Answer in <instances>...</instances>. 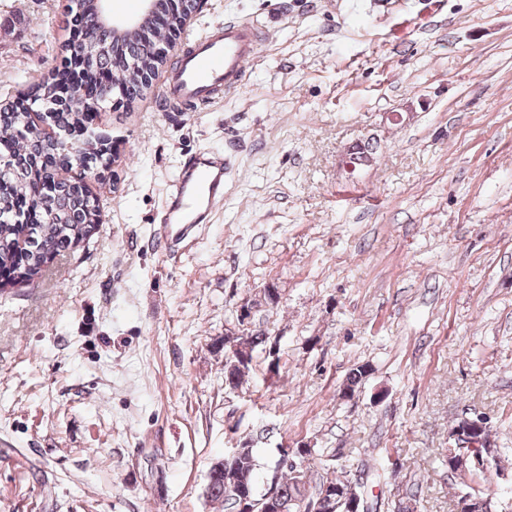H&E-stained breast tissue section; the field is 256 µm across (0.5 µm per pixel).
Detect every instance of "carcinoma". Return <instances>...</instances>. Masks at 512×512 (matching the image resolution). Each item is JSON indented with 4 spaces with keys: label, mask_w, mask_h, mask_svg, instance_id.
<instances>
[{
    "label": "carcinoma",
    "mask_w": 512,
    "mask_h": 512,
    "mask_svg": "<svg viewBox=\"0 0 512 512\" xmlns=\"http://www.w3.org/2000/svg\"><path fill=\"white\" fill-rule=\"evenodd\" d=\"M91 0H81L79 21L81 33L91 44V52H99L98 69L116 73V81L103 86L97 75L85 74V84L92 86L97 101L104 105L113 99L134 101L146 87L142 74L163 64L155 57L157 38L164 28L150 31V37L136 32L115 35L102 26ZM36 94L47 104L46 119L65 138L40 137L33 131V122L27 108L0 107V293L14 287L34 286L47 267L60 255L74 249L96 234L99 227L98 199L82 182H62L54 177V170L70 165L75 147L70 140L83 137L89 113L84 111L81 99L63 101L54 85L46 82L38 86ZM380 145L366 140L355 143L350 158L355 168L376 161ZM267 343L265 331L254 329L242 344L244 359L224 366V384L238 387L251 370L255 351ZM372 367L368 363L352 369L342 388L344 395L356 392ZM481 441L478 451L485 461L466 469L471 476L482 478L500 470V449L492 444L488 430L473 433ZM312 450L293 457L289 463L279 459L275 467L282 472L278 477L276 493L271 499L257 493L258 461L254 449L236 448L224 457V470L210 474L204 488V497L221 508V512H237L240 501L248 497L256 502L255 512L269 508V512H302V505L310 502L313 512H347L342 498L330 492L333 486H343L352 495L363 497L361 485L352 474L343 471L331 474L314 490H309L302 463ZM469 496L472 512H497L489 496L479 490L464 491Z\"/></svg>",
    "instance_id": "obj_1"
}]
</instances>
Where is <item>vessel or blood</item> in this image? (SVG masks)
I'll list each match as a JSON object with an SVG mask.
<instances>
[{
    "label": "vessel or blood",
    "mask_w": 512,
    "mask_h": 512,
    "mask_svg": "<svg viewBox=\"0 0 512 512\" xmlns=\"http://www.w3.org/2000/svg\"><path fill=\"white\" fill-rule=\"evenodd\" d=\"M269 30L255 21L227 20L190 39L179 65L164 84L173 102L213 104L238 89L246 66L258 57ZM233 152L198 153L180 168L165 200L162 222L154 236L158 249L173 250L191 240L199 225L209 223L224 206V176Z\"/></svg>",
    "instance_id": "obj_1"
}]
</instances>
